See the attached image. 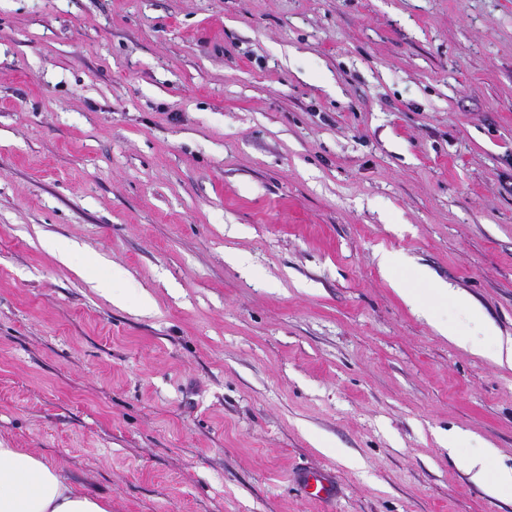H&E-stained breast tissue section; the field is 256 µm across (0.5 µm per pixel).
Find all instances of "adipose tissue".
I'll return each mask as SVG.
<instances>
[{
  "instance_id": "obj_1",
  "label": "adipose tissue",
  "mask_w": 512,
  "mask_h": 512,
  "mask_svg": "<svg viewBox=\"0 0 512 512\" xmlns=\"http://www.w3.org/2000/svg\"><path fill=\"white\" fill-rule=\"evenodd\" d=\"M415 279L395 281L399 295L437 332L463 339L471 349L512 367V338H502L478 320L473 306L445 284L421 287ZM0 512H112V500L74 485L64 472L19 448L0 447Z\"/></svg>"
}]
</instances>
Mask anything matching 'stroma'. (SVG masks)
Returning a JSON list of instances; mask_svg holds the SVG:
<instances>
[{"mask_svg":"<svg viewBox=\"0 0 512 512\" xmlns=\"http://www.w3.org/2000/svg\"><path fill=\"white\" fill-rule=\"evenodd\" d=\"M381 249L512 337V0H0V446L112 512H512V368ZM393 285L415 313L437 332L451 339L461 338L471 349L489 355L501 365L512 367V338H502L493 325L481 322L473 306L455 288L431 283L429 288H422L416 279L395 280ZM448 310L457 311L464 320L449 316ZM463 321L473 324L470 334L464 332ZM465 465L474 477L489 478L498 491L512 493V469L494 468L488 455L467 457ZM297 482L307 497L319 502L336 498V476L330 471L309 467L297 474Z\"/></svg>","mask_w":512,"mask_h":512,"instance_id":"35a3bbf8","label":"stroma"}]
</instances>
